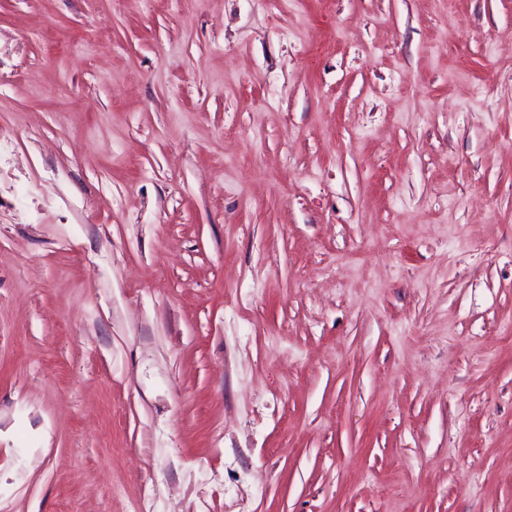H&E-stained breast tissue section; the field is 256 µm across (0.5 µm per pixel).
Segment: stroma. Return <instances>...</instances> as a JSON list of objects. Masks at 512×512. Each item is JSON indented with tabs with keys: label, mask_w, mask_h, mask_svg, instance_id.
Instances as JSON below:
<instances>
[{
	"label": "stroma",
	"mask_w": 512,
	"mask_h": 512,
	"mask_svg": "<svg viewBox=\"0 0 512 512\" xmlns=\"http://www.w3.org/2000/svg\"><path fill=\"white\" fill-rule=\"evenodd\" d=\"M0 512H512V0H0Z\"/></svg>",
	"instance_id": "1"
}]
</instances>
